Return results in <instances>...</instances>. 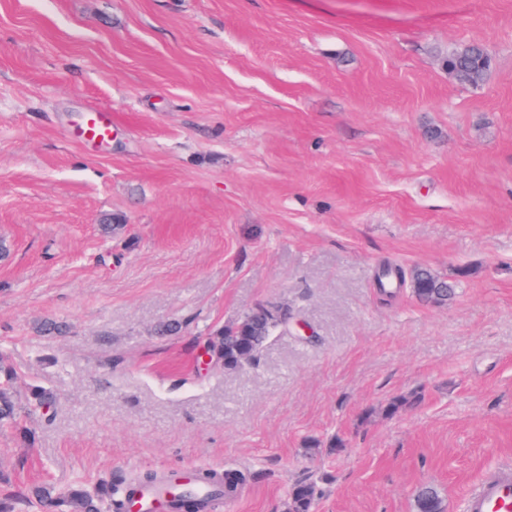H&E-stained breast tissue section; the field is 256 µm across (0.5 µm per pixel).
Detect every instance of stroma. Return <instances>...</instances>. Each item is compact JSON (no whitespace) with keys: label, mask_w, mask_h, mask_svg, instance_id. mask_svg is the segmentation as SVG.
<instances>
[{"label":"stroma","mask_w":512,"mask_h":512,"mask_svg":"<svg viewBox=\"0 0 512 512\" xmlns=\"http://www.w3.org/2000/svg\"><path fill=\"white\" fill-rule=\"evenodd\" d=\"M0 240V357L57 395L0 428V496L196 464L245 472L223 512L307 475L315 512H458L512 459V0H0ZM387 265L456 295L385 296ZM266 301L304 331L202 369ZM450 72H458L454 75L464 83L476 85L480 83L489 67V60L484 50L478 45L468 43L455 48L446 60ZM81 134L89 141H105L112 133V112L107 107H94L83 117ZM411 291L417 301L429 306H444L455 295V285L434 271L414 268L410 275ZM416 512H444L439 492L431 486L421 487L415 496Z\"/></svg>","instance_id":"obj_1"}]
</instances>
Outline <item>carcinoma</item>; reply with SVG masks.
Returning a JSON list of instances; mask_svg holds the SVG:
<instances>
[{
  "instance_id": "obj_1",
  "label": "carcinoma",
  "mask_w": 512,
  "mask_h": 512,
  "mask_svg": "<svg viewBox=\"0 0 512 512\" xmlns=\"http://www.w3.org/2000/svg\"><path fill=\"white\" fill-rule=\"evenodd\" d=\"M448 70L464 83H480L489 67L484 50L468 43L455 48L447 59ZM411 291L417 301L429 306H444L455 295V285L434 271L417 267L410 275ZM291 311L286 304L260 303L244 313L232 326L220 328L208 336L213 349L222 353L225 371H235L257 362L259 354L268 339L288 320ZM15 369L9 362L0 359V427L16 428L22 418L51 406L55 394L42 387H33L28 393L18 395L13 391ZM201 484H212L215 496H232L242 486L247 476L242 471H224V478L217 479L211 472L196 477ZM117 479L90 489L82 482L71 484L65 491L58 492L52 486L35 485L24 495L28 504L39 507L47 505L54 512H105L112 508V487L123 484ZM318 497V484L305 477L295 481L290 490L288 512H314ZM180 512H199V503L191 487L178 491ZM416 512H444L439 492L431 487L420 488L415 496Z\"/></svg>"
}]
</instances>
